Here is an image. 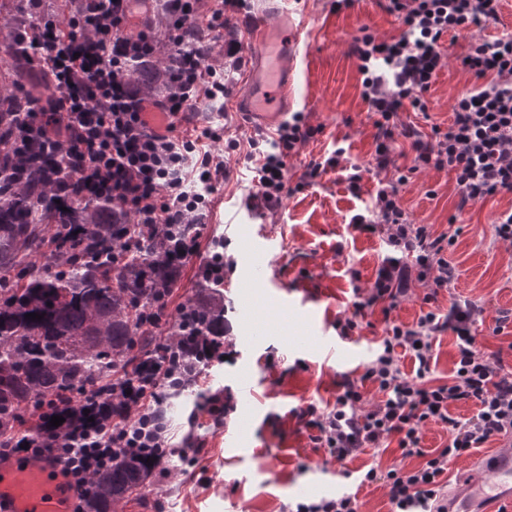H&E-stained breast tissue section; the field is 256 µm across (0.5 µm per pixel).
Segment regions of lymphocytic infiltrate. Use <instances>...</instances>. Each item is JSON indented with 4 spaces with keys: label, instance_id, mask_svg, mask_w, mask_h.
Segmentation results:
<instances>
[{
    "label": "lymphocytic infiltrate",
    "instance_id": "f902f5d3",
    "mask_svg": "<svg viewBox=\"0 0 512 512\" xmlns=\"http://www.w3.org/2000/svg\"><path fill=\"white\" fill-rule=\"evenodd\" d=\"M162 25L128 31L131 0H73L68 26L48 16L33 24L22 39L27 62L38 63L54 78L47 97L27 96L12 142L0 152L20 153L32 142L51 143L56 166L49 171L53 199L70 207L74 200L107 201L132 223L144 225L161 244L170 262L194 264L198 286L218 288L232 261L222 252L223 240H202L200 226L213 214L214 200L232 171V155L243 156L254 171L255 189L245 206L265 215L276 212L284 198L312 185L340 167L346 150L336 147L322 160L310 161L298 181L288 176V160L315 134L303 113H294L275 132L225 140L224 129L201 121L198 103L224 104L228 91L223 68L207 65L215 44H223L231 68H239L243 45L230 29L229 13L247 0H215L201 14V0H160ZM503 0H378L379 7L401 25L398 37L379 39L371 33L355 37L352 52L359 61L362 98L376 129L370 165L378 174L372 216L354 214V231L384 235L392 247L376 277L357 291L352 310L339 329L342 337L361 327L369 315L387 322L379 338L380 352L359 376L337 383L334 406L325 412L314 405L296 416L314 430L313 442L336 462L369 448L397 444L403 456L423 458L407 469L369 468L366 484L383 483L393 512H447L448 465L470 455L491 438L512 435V367L500 354L482 351L474 326L480 313L470 299L457 300L447 314L432 305L440 290L457 278L446 253L454 239L429 224H411L401 204L400 188L409 175L435 169L451 173L460 189V206L498 194H512V35L480 38L460 57L463 69L481 85L459 95L447 126L432 125L420 134L400 120L401 112L427 111L425 95L444 65V39L469 26L498 22ZM167 53L171 77L154 93H144L131 79L135 64ZM406 140V165L396 163V144ZM427 285L423 297L430 309L415 325L391 320L390 314L409 295L411 282ZM452 332L456 362L447 382L432 378L434 341ZM227 347L222 331L195 337L192 352L177 362L181 388L198 385L204 367L222 362ZM409 354L413 373L401 371L399 353ZM372 385L380 398L367 403L362 389ZM119 409H112V401ZM473 403L476 414L464 421L450 416L457 403ZM105 412L89 430L82 446L70 432L83 428L88 396L73 399L71 429L47 435L37 423L15 422L0 430V461L17 456L46 458L64 464L78 491L75 512H88L90 478L120 455L154 453L159 478L169 475L167 456L175 453L168 426L161 418L157 394L128 393L120 383L103 396ZM446 427L448 441L425 451V424Z\"/></svg>",
    "mask_w": 512,
    "mask_h": 512
}]
</instances>
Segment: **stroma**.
I'll return each instance as SVG.
<instances>
[{"label":"stroma","instance_id":"35a3bbf8","mask_svg":"<svg viewBox=\"0 0 512 512\" xmlns=\"http://www.w3.org/2000/svg\"><path fill=\"white\" fill-rule=\"evenodd\" d=\"M296 9L306 14L308 26L299 46L290 109L305 113L317 133L289 160L290 173L299 177L304 163L339 145L346 148L349 162L367 164L374 150L373 119L361 96L359 62L350 45L361 28L389 39L399 36V25L376 0H356L353 8L339 13L331 11L328 0H299ZM471 36L466 30L457 39H445L447 59L426 94L428 114L405 112L403 122L424 134L432 125H447L454 99L477 84L456 60ZM242 56V67L228 74L230 93L223 111L208 117L224 126L227 136L244 140L255 133L251 117L238 106L250 80L251 47H244ZM252 187L250 168L236 165L210 224L201 229L204 237L223 238L224 252L233 261L224 273L232 356L207 370L199 386L167 401L166 418L175 437L192 430L206 446L192 465L181 456L169 457L171 477L152 478L118 512H283L285 505L339 492L357 494L361 512H391L387 488L380 482L361 484L362 473L372 466L415 467L419 457H402L392 444L341 464L329 461L295 416L310 403L321 410L332 406L341 376L362 371L376 355L381 315L371 316L369 327L347 339L336 331L337 318L349 313L356 290L374 280L386 253L381 235L349 226L352 215L370 206L375 179L365 175L362 192L355 195L344 171H328L262 218L243 204ZM401 195L410 222L454 236L448 260L459 276L441 291L434 307L447 312L462 297L482 306L475 325L479 344L486 352H500L504 364L512 366V327L494 331L500 311L512 309V244L494 235L496 218L512 208V196L490 197L458 212L453 176L434 169L414 175ZM453 215L458 218L454 224L449 221ZM251 258L266 264L265 284L251 282ZM282 285L289 297H306L307 305L282 306ZM218 388L232 389L235 396L232 411L217 427L199 408Z\"/></svg>","mask_w":512,"mask_h":512}]
</instances>
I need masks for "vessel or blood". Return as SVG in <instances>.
I'll list each match as a JSON object with an SVG mask.
<instances>
[{"label":"vessel or blood","mask_w":512,"mask_h":512,"mask_svg":"<svg viewBox=\"0 0 512 512\" xmlns=\"http://www.w3.org/2000/svg\"><path fill=\"white\" fill-rule=\"evenodd\" d=\"M302 32L284 5L251 29L255 73L239 99L245 112L271 121L287 109ZM475 466L481 478L459 482L448 499V512H499V504L512 506V438L500 441ZM74 496L59 464L44 459L0 463V512H73Z\"/></svg>","instance_id":"vessel-or-blood-1"}]
</instances>
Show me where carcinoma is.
<instances>
[{
	"mask_svg": "<svg viewBox=\"0 0 512 512\" xmlns=\"http://www.w3.org/2000/svg\"><path fill=\"white\" fill-rule=\"evenodd\" d=\"M171 71L141 67L142 88H156ZM21 96L0 97V136L15 134ZM50 144L27 149L22 168L0 158V270L12 274L0 288V418L34 415L41 398L55 403L43 418L70 419L69 396L89 392L117 372L140 386L172 358L166 343L141 320L174 292L180 274L159 255L157 242L136 224H118L102 204L84 203L57 215L50 207L44 173ZM56 219L68 228L65 252L48 260L55 271L37 270L41 224ZM81 238L73 239L74 234ZM42 316L40 320L27 317ZM151 453L126 456L92 478L91 512L112 507L144 487L154 463Z\"/></svg>",
	"mask_w": 512,
	"mask_h": 512,
	"instance_id": "carcinoma-1",
	"label": "carcinoma"
}]
</instances>
